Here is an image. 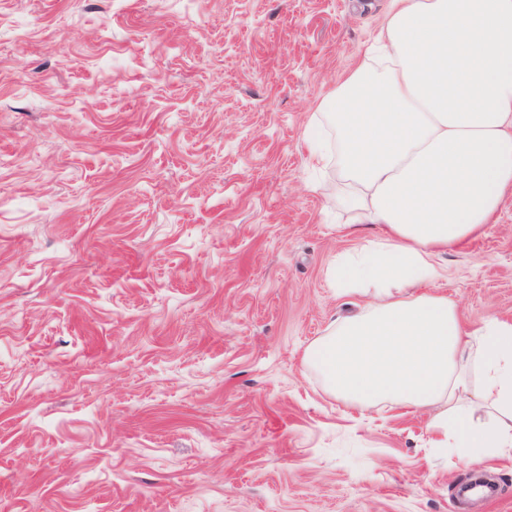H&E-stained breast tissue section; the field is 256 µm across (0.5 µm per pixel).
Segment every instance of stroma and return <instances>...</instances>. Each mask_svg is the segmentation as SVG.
I'll list each match as a JSON object with an SVG mask.
<instances>
[{"label": "stroma", "instance_id": "1", "mask_svg": "<svg viewBox=\"0 0 512 512\" xmlns=\"http://www.w3.org/2000/svg\"><path fill=\"white\" fill-rule=\"evenodd\" d=\"M385 6L0 0V512H512V456L303 362L360 243L305 137ZM445 265L512 317V200Z\"/></svg>", "mask_w": 512, "mask_h": 512}]
</instances>
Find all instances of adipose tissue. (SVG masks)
<instances>
[{
    "label": "adipose tissue",
    "mask_w": 512,
    "mask_h": 512,
    "mask_svg": "<svg viewBox=\"0 0 512 512\" xmlns=\"http://www.w3.org/2000/svg\"><path fill=\"white\" fill-rule=\"evenodd\" d=\"M331 99L342 203L376 233L337 257L356 311L305 363L359 414L425 412L435 447L512 455V318L467 329L440 289L512 196V0H389Z\"/></svg>",
    "instance_id": "1"
}]
</instances>
